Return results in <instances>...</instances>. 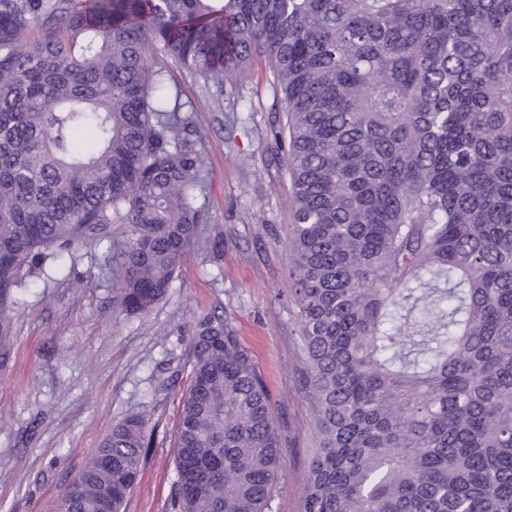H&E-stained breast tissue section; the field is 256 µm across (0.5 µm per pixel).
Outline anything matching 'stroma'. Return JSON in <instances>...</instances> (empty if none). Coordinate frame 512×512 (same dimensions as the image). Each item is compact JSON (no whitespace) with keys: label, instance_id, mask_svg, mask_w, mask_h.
<instances>
[{"label":"stroma","instance_id":"obj_1","mask_svg":"<svg viewBox=\"0 0 512 512\" xmlns=\"http://www.w3.org/2000/svg\"><path fill=\"white\" fill-rule=\"evenodd\" d=\"M164 67L171 96L203 135V183L194 192L202 235L222 237L224 249L192 250L166 297L136 315L115 303L114 263L52 257L24 281L0 367V512H58L65 487L113 425L139 411L153 445L124 512H173L189 341L210 312L228 319L267 384L285 459L270 512H299L316 427L300 385L306 361L289 292L292 209L273 139L285 122L280 96L261 58L219 87L172 62Z\"/></svg>","mask_w":512,"mask_h":512}]
</instances>
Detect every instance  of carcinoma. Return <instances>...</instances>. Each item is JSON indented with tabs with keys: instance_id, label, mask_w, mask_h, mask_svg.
Masks as SVG:
<instances>
[{
	"instance_id": "obj_1",
	"label": "carcinoma",
	"mask_w": 512,
	"mask_h": 512,
	"mask_svg": "<svg viewBox=\"0 0 512 512\" xmlns=\"http://www.w3.org/2000/svg\"><path fill=\"white\" fill-rule=\"evenodd\" d=\"M162 54L216 85L257 56L282 94L289 292L316 448L301 512H512V0H0V361L16 289L119 248L128 314L204 223L202 137ZM175 512H266L265 381L204 315ZM151 437L124 417L60 512H122Z\"/></svg>"
}]
</instances>
